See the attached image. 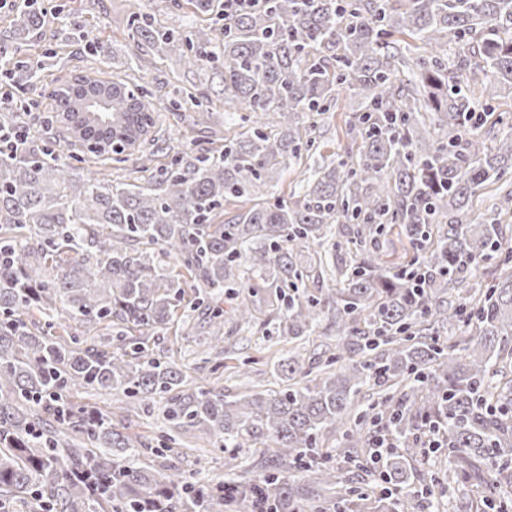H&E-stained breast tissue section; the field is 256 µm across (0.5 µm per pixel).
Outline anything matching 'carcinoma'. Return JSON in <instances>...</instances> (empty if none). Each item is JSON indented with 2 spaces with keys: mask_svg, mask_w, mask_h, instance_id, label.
Segmentation results:
<instances>
[{
  "mask_svg": "<svg viewBox=\"0 0 512 512\" xmlns=\"http://www.w3.org/2000/svg\"><path fill=\"white\" fill-rule=\"evenodd\" d=\"M219 28L186 32L134 12L132 39L160 57L207 70L222 84L224 111H247L246 129L218 148H185L148 185L100 180L79 164L127 163L152 136L153 93L90 66L49 97L44 125L67 133L69 152L31 142L0 147V504L31 512H409L401 490L414 478L421 436L448 451V472L431 477L475 488L462 512H512V248L502 246L512 191L493 214L468 219L473 201L512 171V123L487 149L467 113L512 99V0H264L224 11L222 0H187ZM0 36V67L35 86L50 59H21L47 14L16 0ZM72 42L90 40L72 12L53 16ZM402 36L423 51L405 62L390 51ZM407 68L401 74L400 68ZM343 93L355 151L309 167L299 200L270 198L274 178L312 157L316 123ZM211 99L178 88L173 111L202 112ZM432 114L426 121L422 113ZM275 118L274 123L267 117ZM22 108L0 99V132H25ZM243 203L223 220L224 202ZM400 226L413 251L407 265L380 262L386 227ZM353 245L343 287L322 299L288 300L275 332L307 336L321 307L336 311V354L321 370L288 359V387L230 400L224 390H183L184 375L148 353L145 337L166 328L185 295L182 277L207 299L204 331L224 335V289L296 287L302 258ZM492 260L484 280L472 272ZM42 315L43 323L32 319ZM74 323L57 335L58 315ZM139 337L85 344L100 327ZM454 336L447 346L441 332ZM376 352L354 361L353 337ZM380 401L363 405L364 387ZM100 391L126 406L166 400L164 418L215 448L270 451L283 469L249 485L197 484L136 462L143 442L112 424V412L72 401ZM405 446L379 456L366 423ZM339 434L325 446L323 432ZM346 453L378 479L350 487L329 465ZM315 465L317 489L297 483Z\"/></svg>",
  "mask_w": 512,
  "mask_h": 512,
  "instance_id": "cac0c4a2",
  "label": "carcinoma"
}]
</instances>
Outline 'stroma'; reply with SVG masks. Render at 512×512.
<instances>
[{"label":"stroma","instance_id":"35a3bbf8","mask_svg":"<svg viewBox=\"0 0 512 512\" xmlns=\"http://www.w3.org/2000/svg\"><path fill=\"white\" fill-rule=\"evenodd\" d=\"M40 4L50 12L59 5L74 10L77 21L91 26L99 41L110 46L112 67L119 74L124 71L125 58L138 52L128 37L126 26V15L131 7H139L141 12L164 26L177 27L190 21L186 9L171 7L169 0H40ZM49 49L57 52L60 61L44 74L43 81L47 84L97 59L92 47L66 43L64 33L52 24L46 25L34 44L28 47L33 55ZM131 77L155 92L156 103L164 110L165 135L172 146L217 148L238 132L237 122L227 118L224 100L220 97L213 98L209 111L204 113L168 111L170 92L179 87L204 84V73L185 70L173 60L148 54L141 68L132 71ZM357 107V100L343 97L335 110L318 117L319 154L329 159L345 156L353 143L346 121ZM236 295L252 299L254 317L247 325L237 323L231 317L225 318L222 349L212 348L209 337L186 333L184 321L198 322L201 313L185 305L178 308L173 324L150 337V352L181 369L188 387L215 386L232 398L281 390L286 388L287 382L277 366L289 356L299 353L305 360L321 366L334 353L336 326L333 309H323L319 324L311 335L293 338L277 334L267 324L278 305L273 290L255 292L243 288L236 293L229 289L224 292L228 301ZM75 400L111 411L113 424L143 442L141 463L155 469L169 467L183 473L188 480L200 483L229 479L247 483L256 479L264 469L267 455L263 449L240 448L223 452L199 448L187 432L177 435L176 445L164 449L162 455H154V448L161 447L165 436L172 434L171 426L163 415V400H155L148 410L136 412L123 410L112 396L104 393H80Z\"/></svg>","mask_w":512,"mask_h":512}]
</instances>
